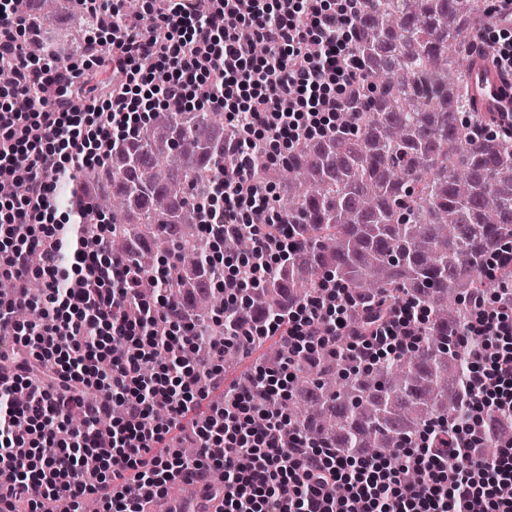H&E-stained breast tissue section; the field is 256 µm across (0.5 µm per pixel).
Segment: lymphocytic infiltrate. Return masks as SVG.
Returning <instances> with one entry per match:
<instances>
[{"instance_id":"f902f5d3","label":"lymphocytic infiltrate","mask_w":512,"mask_h":512,"mask_svg":"<svg viewBox=\"0 0 512 512\" xmlns=\"http://www.w3.org/2000/svg\"><path fill=\"white\" fill-rule=\"evenodd\" d=\"M366 0H152L108 36L94 55L111 80L81 110V70L36 66L19 36L13 0H0V58L14 77L0 87V179L26 192L0 198V512H148L175 482L223 476V512H512L501 495L512 483V445L495 460L475 459L489 415L512 416V305L499 295L474 305L473 353L464 419L438 423L455 439L448 457L424 432L402 449V468L338 456L330 445L288 432L292 355L335 350L347 341L363 363L417 346L426 323L409 297L357 326L340 284L330 294L270 318L245 313L246 344L274 336L287 357L258 367L224 389V346L186 315L181 303L146 299L130 288L125 258L106 227L58 219L56 185L67 166H103L116 137L136 133L165 106L209 108L234 128L226 150L234 163L224 184L202 202L203 231L251 235L253 249L229 268H214L224 303L241 308L297 243L284 233L270 187L251 174L250 153L289 160L304 140L336 135V114L358 95L364 69L351 52ZM45 288L34 296L31 278ZM32 308L34 322L15 320ZM223 389L221 402L207 404ZM166 424H156V409ZM79 412L82 427L66 419ZM112 422L111 440L96 430ZM200 450L189 460L181 436ZM416 479L405 483L403 473Z\"/></svg>"}]
</instances>
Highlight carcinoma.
I'll use <instances>...</instances> for the list:
<instances>
[{
	"instance_id": "obj_1",
	"label": "carcinoma",
	"mask_w": 512,
	"mask_h": 512,
	"mask_svg": "<svg viewBox=\"0 0 512 512\" xmlns=\"http://www.w3.org/2000/svg\"><path fill=\"white\" fill-rule=\"evenodd\" d=\"M15 5L30 53L84 42L83 0ZM62 13L70 26L44 29ZM490 19L489 0H367L352 45L367 86L339 113L344 131L301 143L283 164L260 149L252 156L254 178L282 188L276 207L300 247L247 294L246 308L276 316L287 300L321 295L334 275L348 286L357 322L405 296L431 311L408 353L365 366L339 346L295 360L290 430L334 439L347 458L386 454L397 463L396 450L433 421L465 414L470 355L479 346L464 335L472 303L512 281L511 266L486 263L490 248L512 240V133L475 143L494 117L459 118L475 109L469 73L489 54L476 33ZM231 163L224 113L164 108L146 130L116 141L107 165L81 169L56 194L89 224L109 214L112 251L129 260L140 292L184 297L191 319L203 322L224 307V293L208 288L200 200ZM222 243L226 254L249 250L243 233ZM507 442L512 417H489L481 459Z\"/></svg>"
}]
</instances>
